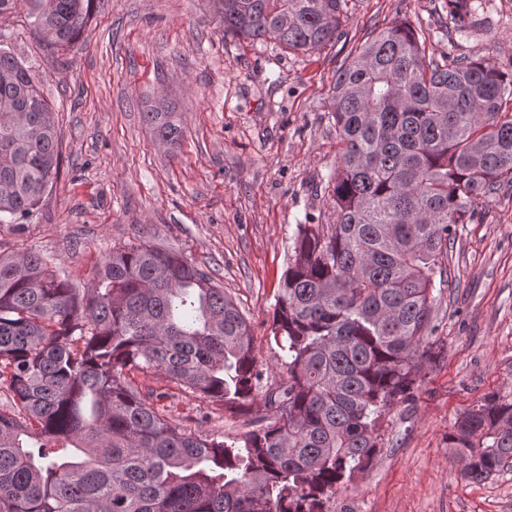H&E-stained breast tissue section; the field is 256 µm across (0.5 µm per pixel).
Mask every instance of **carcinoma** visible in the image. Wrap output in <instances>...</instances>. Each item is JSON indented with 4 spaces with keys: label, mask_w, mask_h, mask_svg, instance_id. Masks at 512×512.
Wrapping results in <instances>:
<instances>
[{
    "label": "carcinoma",
    "mask_w": 512,
    "mask_h": 512,
    "mask_svg": "<svg viewBox=\"0 0 512 512\" xmlns=\"http://www.w3.org/2000/svg\"><path fill=\"white\" fill-rule=\"evenodd\" d=\"M97 0L22 7L64 52ZM224 34L293 51L336 39L344 0H220ZM475 0H448V33ZM31 68L0 49V224L33 212L60 173L59 138ZM512 71L426 56L406 22L337 70L339 145L328 177L334 224H298L268 327L285 373L263 384L251 321L179 250L113 246L81 286L54 259L0 252V512H331L367 471L390 409L433 356L448 248L475 206L512 185ZM172 145L176 107L143 112ZM163 374L253 428L224 439L172 423L130 375ZM463 474L512 468V394L460 414L448 434Z\"/></svg>",
    "instance_id": "carcinoma-1"
}]
</instances>
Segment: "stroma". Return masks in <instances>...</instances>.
Masks as SVG:
<instances>
[{
	"label": "stroma",
	"mask_w": 512,
	"mask_h": 512,
	"mask_svg": "<svg viewBox=\"0 0 512 512\" xmlns=\"http://www.w3.org/2000/svg\"><path fill=\"white\" fill-rule=\"evenodd\" d=\"M405 21L427 54L512 68V0H486L468 36L449 39L448 0H346L336 42L306 54L224 35L214 0H98L71 50L47 49L23 10L0 15V46L32 64L58 127V180L22 224L0 229V252L40 251L74 280L115 245L148 238L212 275L251 321L266 376V342L300 224H332L327 181L336 128L326 105L335 72L383 28ZM179 102V145L142 122L146 96ZM452 285L437 310V355L412 400L383 426L382 449L340 488L332 512H512V470L465 479L448 434L484 397L512 393V191L456 227ZM180 426L233 437L265 416L211 405L163 376Z\"/></svg>",
	"instance_id": "1"
}]
</instances>
